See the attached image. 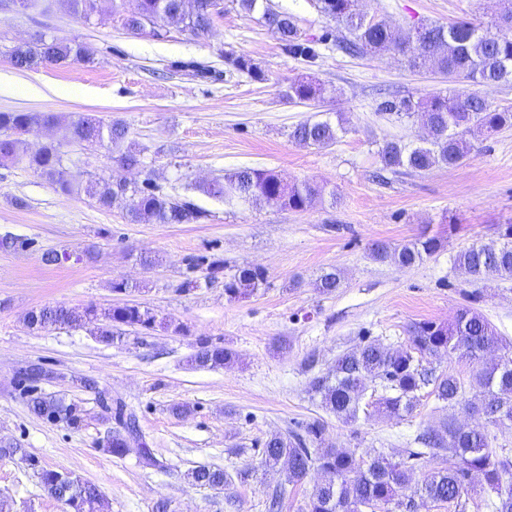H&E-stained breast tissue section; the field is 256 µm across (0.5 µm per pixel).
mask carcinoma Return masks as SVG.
I'll list each match as a JSON object with an SVG mask.
<instances>
[{
  "label": "carcinoma",
  "mask_w": 512,
  "mask_h": 512,
  "mask_svg": "<svg viewBox=\"0 0 512 512\" xmlns=\"http://www.w3.org/2000/svg\"><path fill=\"white\" fill-rule=\"evenodd\" d=\"M74 14L85 19L99 12L101 0H68ZM135 12L126 15L117 0L113 12L119 14L123 27L134 33L145 31L163 36L173 26L197 40L209 35L211 17L195 14L185 8V0H136ZM247 13L259 12L265 24L278 35L290 55L311 62L318 52L309 39L301 37L293 18L273 10L267 0H237ZM354 0H320L321 12L341 22L351 38L338 42L350 55L374 54L394 49L412 69H436L451 80L463 79L476 85L512 84V0H502L503 9L495 29L481 23L458 21L448 26L420 23L404 36L393 34L386 21L368 17L353 10ZM92 47L79 42H62L41 34L10 50L11 63L18 69L37 70L46 65H63L70 61L94 62ZM238 72L253 80L263 81V72L245 56L228 58ZM328 93L320 82L295 80L289 94L301 101L321 100ZM381 110L393 112L428 128L429 138L414 147L390 141L378 150L380 170L398 173L425 172L439 166L454 168L469 157L471 140L488 138L504 127L512 126V112L499 111L476 92L442 95L434 93L414 99L410 96L388 101ZM52 121V116L34 112H0V163H25L35 172L68 189L63 154L51 144L30 154L22 136L31 128ZM348 132L343 119L304 121L291 132L294 141L305 146L328 147ZM128 134L120 120L109 125L91 117H80L72 123V135L88 148L104 142L119 144ZM122 170L144 167L143 151L129 147L116 158ZM86 193L98 205L108 207L121 194L130 197L126 219L130 224H196L206 211L187 198L162 192L151 177L141 183H130L119 175L89 179ZM206 193L217 199H239L263 202L281 209L306 211L323 202L325 190L313 181L296 184L284 182L274 171L241 167L214 180ZM499 238L489 243L476 241L459 252L458 268L472 282L489 280L512 281V224H502ZM442 247L437 236H424L408 243L392 246L384 242L372 245L370 256L379 262L391 261L411 266L436 254ZM224 276V295L239 300L253 295L266 281V270L259 265H245L231 275H224V261L207 262L205 280L213 282ZM342 285L340 273L322 274L317 288L325 295L335 293ZM468 304L458 310L453 321L437 323L421 320L408 328L407 347L392 349L375 340L365 339L336 359L333 371L317 375L310 381V390L320 398L321 405L345 423L358 418L366 383L380 381L389 394L377 402V410L387 416L403 417L413 412L417 392L432 387L434 396L450 405H461L465 411L494 425L512 424V356L504 353L497 361H487L485 353L499 346L494 326L475 308L481 295H467ZM96 324L95 334L105 342L114 339V329L125 326L137 333L161 328L175 333L184 326L158 317L137 303H124L100 310L88 306L82 310L63 305L43 306L24 317L27 328L37 331L76 328ZM457 356L476 365L470 383L474 394L465 398V386L452 375L437 372L431 360ZM235 351L206 338L198 342L191 364L200 369L224 367L236 361ZM55 378V372L41 363L20 369V395L30 411L50 423H63L78 429L84 422V410L62 397L48 394L39 386ZM112 418L122 422L124 431L112 430L102 451L116 457L130 450L129 439L136 440L141 463L158 467L152 449L140 433L137 416L117 401L108 407ZM323 426L313 423L305 433L286 436L271 435L261 448L264 470L284 476V483L303 484L311 472L320 473L314 484L305 512H358L361 507L380 512H416L415 498L432 502L453 503L465 509L462 494L473 474L483 475L496 494L487 507L491 512H512V457L489 448L487 434L477 427L450 420L437 428L423 431L417 443L424 450L412 451L406 461H392L379 454L369 460L356 457L345 448L322 446ZM448 451L458 458L456 466L432 471L426 475L413 494L407 495L410 473L408 461L437 457ZM19 457L35 471L43 490L67 508V512H104V495L93 483L83 481L71 472L47 470L26 451L12 443L0 445V458ZM188 481L196 486L223 490L232 483L231 475L216 466L199 465L188 471Z\"/></svg>",
  "instance_id": "carcinoma-1"
}]
</instances>
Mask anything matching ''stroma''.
Here are the masks:
<instances>
[{
    "label": "stroma",
    "mask_w": 512,
    "mask_h": 512,
    "mask_svg": "<svg viewBox=\"0 0 512 512\" xmlns=\"http://www.w3.org/2000/svg\"><path fill=\"white\" fill-rule=\"evenodd\" d=\"M269 3L316 40L314 62L287 54L259 14H244L236 0H224V14L204 41L175 28L162 40L131 33L110 0L88 22L66 0H52L47 10L0 6V111L60 116L59 124L35 128L24 140L32 152L59 145L74 186L65 193L26 165H0V236L29 242L23 250L0 249V441L26 448L41 468L97 485L105 512H155L162 501L168 512H267L274 478L260 468L262 442L314 422L323 425L326 443L356 456L407 458L420 432L451 417L467 421L462 407L425 388L410 415L371 411L346 424L322 407L309 383L363 338L401 348L411 323L452 321L472 291H481L479 312L512 348V281L478 289L454 263L462 249L496 238L499 225L512 221V127L476 141L462 166L405 170L383 183L373 178L384 142L410 144L425 135L382 111L381 103L475 91L497 109H512V86L452 81L434 69H411L391 51L346 55L332 40L339 24L319 11L317 0ZM357 7L401 35L420 22L491 21L499 2L357 0ZM37 33L89 44L96 60L15 69L7 49ZM228 53L251 58L264 80L237 72L224 60ZM191 60L209 64L212 77L173 67ZM302 78L324 83L326 98L306 104L289 98L290 82ZM78 115L106 125L123 120L127 144L143 150L147 166L127 172V179L152 174L163 192L193 200L206 218L130 224L125 199L106 208L95 203L84 186L91 175L115 170L119 150L70 142L67 123ZM339 117L349 131L333 146L306 147L290 137L300 122ZM245 166L273 170L288 183L315 181L336 200L296 212L205 194L207 183ZM423 232L443 246L419 264L401 267L370 256L374 242L406 243ZM63 250L69 261L44 262L45 252ZM144 254L155 265H141ZM201 256L223 259L228 273L263 266L267 284L249 298L228 300L223 281L203 284V271L190 269ZM331 269L340 271L342 286L325 296L317 282ZM190 277L201 287L180 291ZM117 280L134 283V290L113 292ZM124 299L181 323L184 332L124 327L120 340L106 343L89 325L37 332L23 324L28 311L45 305L104 309ZM202 338L235 350L237 361L192 368L188 360ZM38 361L57 373L45 392L83 409L81 428L37 418L19 396L18 369ZM116 400L136 414L159 467H142L133 452H102L114 425L104 404ZM176 404L190 405V414L173 415ZM200 464L231 473L248 467L253 474L215 491L188 483L186 472ZM35 470L16 458L0 459V498L10 512H65Z\"/></svg>",
    "instance_id": "35a3bbf8"
}]
</instances>
